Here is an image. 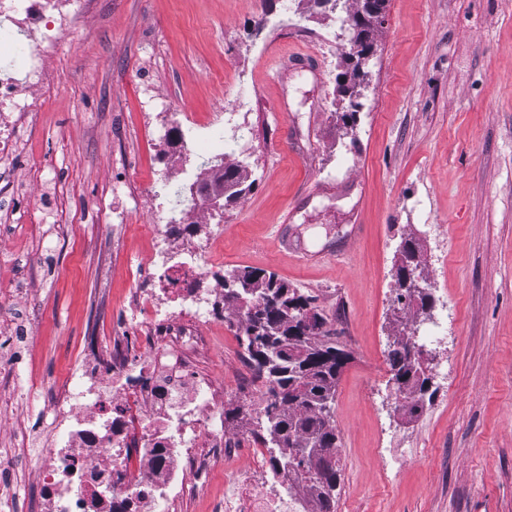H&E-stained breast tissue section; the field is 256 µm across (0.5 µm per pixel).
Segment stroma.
Listing matches in <instances>:
<instances>
[{
	"label": "stroma",
	"instance_id": "35a3bbf8",
	"mask_svg": "<svg viewBox=\"0 0 512 512\" xmlns=\"http://www.w3.org/2000/svg\"><path fill=\"white\" fill-rule=\"evenodd\" d=\"M332 0H96L50 51L52 95L0 158V332L26 326L0 370V484L40 512L20 449L50 435L88 338L107 348L153 256L151 178L197 172L187 130L224 124V161L249 189L218 220L175 236L207 243L222 276L275 273L309 296L349 353L332 404L336 512H512V0H387L352 100L349 32ZM417 247L431 317L401 311L402 244ZM427 343L430 400L403 411L389 352ZM195 367L233 410L259 395L237 332L207 324ZM399 458L387 469L382 455ZM211 465L178 512H215Z\"/></svg>",
	"mask_w": 512,
	"mask_h": 512
}]
</instances>
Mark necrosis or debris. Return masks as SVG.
I'll list each match as a JSON object with an SVG mask.
<instances>
[{
	"instance_id": "necrosis-or-debris-1",
	"label": "necrosis or debris",
	"mask_w": 512,
	"mask_h": 512,
	"mask_svg": "<svg viewBox=\"0 0 512 512\" xmlns=\"http://www.w3.org/2000/svg\"><path fill=\"white\" fill-rule=\"evenodd\" d=\"M88 0H0V48L14 60L0 70V128L25 123L34 95L50 93L47 56L57 36L75 27ZM223 173H198L182 196L186 215L211 217L209 194ZM172 224L154 225L160 258L135 290L133 323L113 337L109 360L88 358L54 408L51 444L26 448L43 493L44 512H161L188 493V473L245 452L248 432H225L214 380L193 369L185 341L202 345L190 321H205L197 285L213 277L207 250L166 256L179 243ZM308 489L286 466L257 463L224 473L219 512H312Z\"/></svg>"
}]
</instances>
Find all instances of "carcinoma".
Wrapping results in <instances>:
<instances>
[{
  "label": "carcinoma",
  "instance_id": "cac0c4a2",
  "mask_svg": "<svg viewBox=\"0 0 512 512\" xmlns=\"http://www.w3.org/2000/svg\"><path fill=\"white\" fill-rule=\"evenodd\" d=\"M246 170L224 167L225 198L241 195ZM403 250L410 262L396 271V281L421 266L412 243ZM224 303L243 311L240 341L257 378L268 384L256 438L264 445L283 450V460L307 483L315 500V512H336V488L340 483L338 462L319 466L296 453L305 442L320 445L334 459L338 434L333 409L322 401L334 398L336 385L350 356L325 334L324 321L306 297L275 274L244 268L224 278ZM390 366L403 407L415 413L423 405L427 389L418 376L421 370L414 347L399 343L390 351Z\"/></svg>",
  "mask_w": 512,
  "mask_h": 512
}]
</instances>
